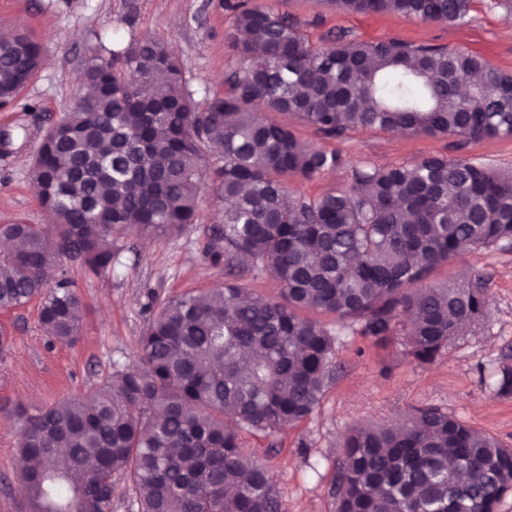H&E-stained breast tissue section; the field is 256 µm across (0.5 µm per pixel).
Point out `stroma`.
Listing matches in <instances>:
<instances>
[{
  "label": "stroma",
  "mask_w": 512,
  "mask_h": 512,
  "mask_svg": "<svg viewBox=\"0 0 512 512\" xmlns=\"http://www.w3.org/2000/svg\"><path fill=\"white\" fill-rule=\"evenodd\" d=\"M294 17L313 46L330 38L448 45L486 58L512 74V38L501 32L512 17V0H473L467 22L448 26L406 19L396 13H339L324 0H262ZM233 13L226 0H0V23L29 32L43 46L44 65L21 93L19 106L0 110V129L14 130L13 144L0 152V224L46 225L48 211L32 183L30 164L52 122L69 108L80 85L84 59L110 57L131 41L156 37L173 47L196 99L225 91L233 64L226 47ZM344 167L294 187L309 197L345 183L366 162L401 165L428 154L467 159L512 170V138L467 140L361 129L343 140L326 141ZM198 223L160 238L133 232L112 238L117 264L92 273L78 261L52 267L49 277L74 282L86 313L76 340H50L40 322V302L1 312L10 335L0 350V512H18L20 424L15 408L35 410L58 400L89 394L112 375L113 365L139 349L159 305L170 297L222 285L224 265L213 256L212 230L221 222L224 200L205 189ZM488 276V305L482 321L458 336L430 364L414 362L401 337L384 342L346 330L335 344L334 377L318 408L305 420L273 433H243L245 455L271 469L285 512H334L330 487L340 443L356 425L398 422L415 407L434 406L474 429L512 446V394L493 384L512 367V251L473 250L434 280Z\"/></svg>",
  "instance_id": "1"
}]
</instances>
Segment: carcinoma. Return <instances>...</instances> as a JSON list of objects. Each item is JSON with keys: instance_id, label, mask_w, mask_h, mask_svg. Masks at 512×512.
<instances>
[{"instance_id": "obj_1", "label": "carcinoma", "mask_w": 512, "mask_h": 512, "mask_svg": "<svg viewBox=\"0 0 512 512\" xmlns=\"http://www.w3.org/2000/svg\"><path fill=\"white\" fill-rule=\"evenodd\" d=\"M340 13L395 12L465 21L472 0H326ZM235 62L225 93L195 100L162 40L92 55L78 93L46 131L31 169L56 215L0 224V310L41 298L54 340L73 341L84 303L44 269L78 259L112 266V233L164 237L199 220L206 182L224 196V284L166 301L129 362L95 394L31 414L20 408V512H107L114 480L137 512H284L267 465L244 455L239 431L274 432L309 417L332 379L335 336L349 325L380 341L402 329L407 354L434 362L485 314L487 276L431 281L465 250L512 249V172L428 155L410 165L365 163L317 197L291 181L344 165L300 139L288 116L324 139L358 128L470 140L512 137V75L457 48L393 39L313 47L291 16L227 3ZM42 45L0 36V109L17 105ZM463 77L475 81L460 93ZM275 273L280 295L245 286ZM453 461H448V457ZM512 493V448L437 407L398 427L350 430L330 494L335 512H496Z\"/></svg>"}]
</instances>
